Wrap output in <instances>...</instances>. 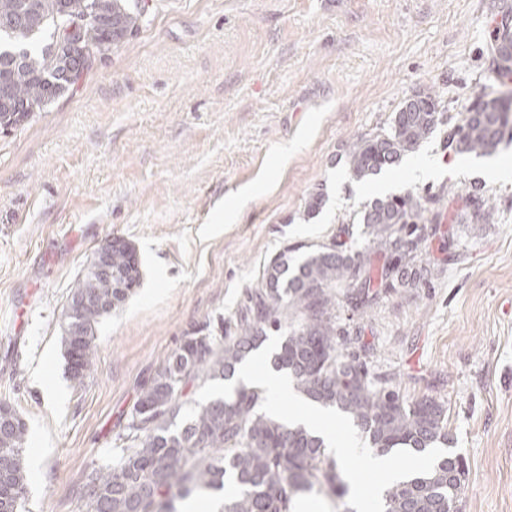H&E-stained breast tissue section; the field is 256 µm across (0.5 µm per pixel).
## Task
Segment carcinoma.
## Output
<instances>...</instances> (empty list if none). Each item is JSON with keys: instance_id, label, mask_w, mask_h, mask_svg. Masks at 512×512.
<instances>
[{"instance_id": "obj_1", "label": "carcinoma", "mask_w": 512, "mask_h": 512, "mask_svg": "<svg viewBox=\"0 0 512 512\" xmlns=\"http://www.w3.org/2000/svg\"><path fill=\"white\" fill-rule=\"evenodd\" d=\"M141 0H0V128L27 123L64 95L93 68L68 42L96 45L105 56L136 35L143 23ZM93 13L97 22L77 21ZM512 29L493 30V62L512 76ZM403 101L388 129L346 145L345 165L357 180L398 165L438 132L448 153L493 155L509 124L505 101L491 98L487 112L471 107L444 112L436 94ZM445 191L375 198L357 223L370 247L321 245L296 262L283 252L249 289L236 336L184 337L144 383L115 449V462L93 473L87 512H180L181 503L207 494L222 501L220 512H294L302 494L341 496L346 491L336 460L324 441L302 426H290L264 409L265 391L241 387L229 400L198 403L178 419L179 400L199 382L229 380L249 352L266 339V328L288 326V310L300 322L273 352L272 366L291 379L309 402L334 411L368 439L369 449L412 455L448 445V409L429 397L409 400L389 378L372 376L348 350L336 328V289L394 288L403 279L377 255L410 258L421 237L409 227L438 224ZM460 219L488 221L490 199L472 191L463 197ZM112 274L88 263L63 307L67 372L76 386L92 371L101 319L121 307L139 287L142 270L135 247L112 251ZM28 428L13 406L0 401V512H21L28 491L25 443ZM462 458L444 449L432 467L384 490L381 512H448L465 481L450 476Z\"/></svg>"}]
</instances>
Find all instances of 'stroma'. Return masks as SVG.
<instances>
[{
    "mask_svg": "<svg viewBox=\"0 0 512 512\" xmlns=\"http://www.w3.org/2000/svg\"><path fill=\"white\" fill-rule=\"evenodd\" d=\"M140 32L25 125L0 130V399L28 427L26 512H85L151 376L192 331L237 333L249 288L286 249L327 245L373 198L454 188L419 227L417 278L346 290L336 324L407 399L448 407L466 462L458 512H512V180L434 135L367 181L341 154L410 96L449 113L494 77L492 31L512 0H145ZM417 163L435 166L414 181ZM481 184L484 224H462ZM324 190L319 212L309 197ZM131 242L139 287L105 317L74 386L60 314L93 253ZM464 200V207L462 208L463 213L460 214L461 220H473V224H479V221H488L490 217V210L492 209V203L490 198L479 196L477 193V187L475 190L468 192L465 197H461ZM473 209L472 213L468 210ZM476 221V222H475Z\"/></svg>",
    "mask_w": 512,
    "mask_h": 512,
    "instance_id": "35a3bbf8",
    "label": "stroma"
}]
</instances>
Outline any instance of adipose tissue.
<instances>
[{
	"instance_id": "1",
	"label": "adipose tissue",
	"mask_w": 512,
	"mask_h": 512,
	"mask_svg": "<svg viewBox=\"0 0 512 512\" xmlns=\"http://www.w3.org/2000/svg\"><path fill=\"white\" fill-rule=\"evenodd\" d=\"M241 375L265 390L272 411L282 413L284 420L315 430L331 443L336 460L346 473L350 487L348 505L354 512H375V502L383 488L399 480L407 469H421L429 464L428 458L422 455L400 463L392 456L362 448L354 435L338 434L335 417L315 408L295 405V393L287 378L275 371L248 365Z\"/></svg>"
}]
</instances>
